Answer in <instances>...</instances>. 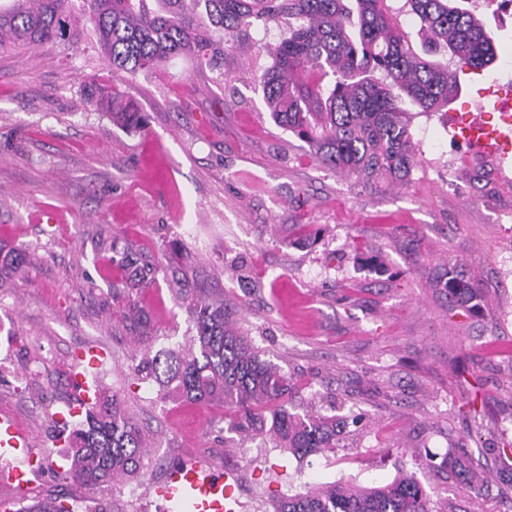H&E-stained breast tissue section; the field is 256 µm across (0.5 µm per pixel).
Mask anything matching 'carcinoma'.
Listing matches in <instances>:
<instances>
[{
	"mask_svg": "<svg viewBox=\"0 0 512 512\" xmlns=\"http://www.w3.org/2000/svg\"><path fill=\"white\" fill-rule=\"evenodd\" d=\"M73 0H9L0 5V47L75 45L83 27L71 14ZM96 45L112 73L135 76L194 56L199 67L224 69V44L242 27L287 20L273 63L260 75L272 120L308 143L330 169L369 187L402 182L415 163L407 107L435 112L448 104L459 76L431 63L397 27L388 0H83ZM428 50L448 49L472 70L495 59L493 36L475 11L451 0H404ZM87 100L113 125L139 131L145 118L114 85L85 83ZM121 262L127 287L156 280V269L126 249ZM453 302L477 300L474 288L451 276ZM191 345L178 352L146 355L135 375L168 395L224 405L227 432L268 435L279 448L304 459L337 447L347 419L314 406L288 409L292 378L229 321L224 305L196 301L188 306ZM84 419L66 438L67 477L90 489L137 473L146 455L138 425L116 394L98 393L83 404ZM448 469L469 489L484 473L463 453H450ZM430 498L413 474L362 487L348 479L283 499L275 512H432ZM30 512H76L50 498Z\"/></svg>",
	"mask_w": 512,
	"mask_h": 512,
	"instance_id": "cac0c4a2",
	"label": "carcinoma"
}]
</instances>
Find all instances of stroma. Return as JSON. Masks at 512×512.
Here are the masks:
<instances>
[{
    "instance_id": "1",
    "label": "stroma",
    "mask_w": 512,
    "mask_h": 512,
    "mask_svg": "<svg viewBox=\"0 0 512 512\" xmlns=\"http://www.w3.org/2000/svg\"><path fill=\"white\" fill-rule=\"evenodd\" d=\"M498 64L472 76L458 59L448 106L411 110L416 164L382 191L329 170L312 148L269 116L259 77L285 24L251 26L223 71L193 57L167 69L117 77L147 116L129 133L90 106L85 79L107 63L86 33L78 47L0 49V254L22 258L0 280V412L32 437L43 467L23 492L0 498L23 508L91 492L63 478L65 425H76L75 374L119 393L148 454L134 477L101 490L112 512H166L154 492L187 455L238 475L239 512H273L277 500L354 478L363 486L415 473L433 512H512L501 481L512 455V171L478 170L449 123L492 80H512V16L476 9ZM312 225L303 240L297 225ZM152 264L155 284L126 291L113 246ZM475 288L479 307L454 304L449 270ZM222 300L230 319L292 377L291 403L333 401L366 426L341 447L304 460L269 439L227 432L220 404L162 399L136 380L144 353L187 345V306ZM148 314L141 335L129 303ZM105 351L92 365L76 354ZM483 403L471 419L466 404ZM463 448L489 481L461 489L443 460ZM433 457L415 468L413 458Z\"/></svg>"
}]
</instances>
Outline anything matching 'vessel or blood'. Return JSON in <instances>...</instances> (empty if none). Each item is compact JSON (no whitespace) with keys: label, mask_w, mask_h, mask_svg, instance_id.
Instances as JSON below:
<instances>
[{"label":"vessel or blood","mask_w":512,"mask_h":512,"mask_svg":"<svg viewBox=\"0 0 512 512\" xmlns=\"http://www.w3.org/2000/svg\"><path fill=\"white\" fill-rule=\"evenodd\" d=\"M455 140L466 143L494 158L499 166L512 167V134L500 126L461 118L452 125ZM32 459L28 435L12 417L0 414V483L24 490L29 483L28 466ZM233 471L216 472L211 465L192 462L172 468L157 493L172 506L191 499L193 512H234Z\"/></svg>","instance_id":"1"}]
</instances>
